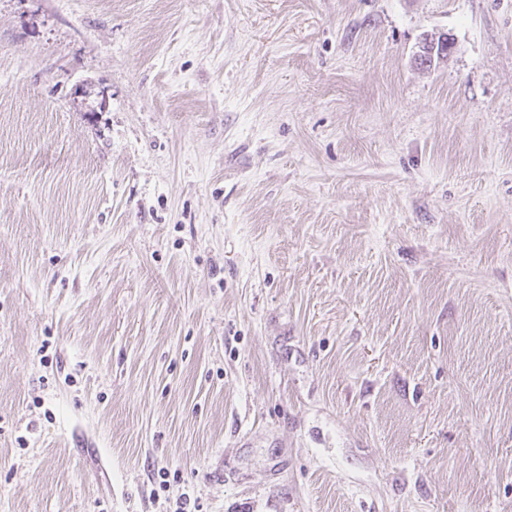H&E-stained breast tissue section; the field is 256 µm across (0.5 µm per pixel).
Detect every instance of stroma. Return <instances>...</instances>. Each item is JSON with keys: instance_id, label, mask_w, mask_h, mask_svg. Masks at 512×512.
Wrapping results in <instances>:
<instances>
[{"instance_id": "35a3bbf8", "label": "stroma", "mask_w": 512, "mask_h": 512, "mask_svg": "<svg viewBox=\"0 0 512 512\" xmlns=\"http://www.w3.org/2000/svg\"><path fill=\"white\" fill-rule=\"evenodd\" d=\"M183 494L512 512V0H0V512ZM438 37L436 39H434V41H433V44H432L433 49H428V48L426 49L425 42L421 45L420 51L417 53L416 58H415V60L418 62V64L421 65V63H423L422 65L425 67H428L429 65L433 66L435 63L436 54L440 61L448 58V56H447V58H444L445 55H448V38H449L448 34L440 35L439 50L437 51ZM449 41L451 42V41H453V39L449 38Z\"/></svg>"}]
</instances>
